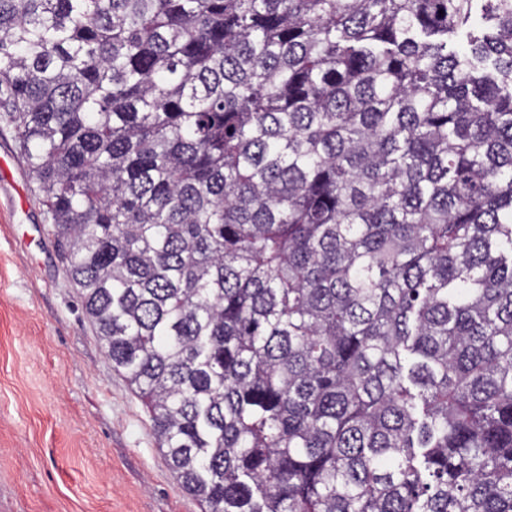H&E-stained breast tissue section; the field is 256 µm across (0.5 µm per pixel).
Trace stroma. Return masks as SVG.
Segmentation results:
<instances>
[{
	"instance_id": "stroma-1",
	"label": "stroma",
	"mask_w": 512,
	"mask_h": 512,
	"mask_svg": "<svg viewBox=\"0 0 512 512\" xmlns=\"http://www.w3.org/2000/svg\"><path fill=\"white\" fill-rule=\"evenodd\" d=\"M101 348L0 123V512H204Z\"/></svg>"
}]
</instances>
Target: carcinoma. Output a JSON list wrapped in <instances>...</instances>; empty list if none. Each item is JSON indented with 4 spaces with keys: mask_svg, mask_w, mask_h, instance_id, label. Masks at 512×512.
Segmentation results:
<instances>
[{
    "mask_svg": "<svg viewBox=\"0 0 512 512\" xmlns=\"http://www.w3.org/2000/svg\"><path fill=\"white\" fill-rule=\"evenodd\" d=\"M0 119L206 512H512V0H0Z\"/></svg>",
    "mask_w": 512,
    "mask_h": 512,
    "instance_id": "1",
    "label": "carcinoma"
}]
</instances>
